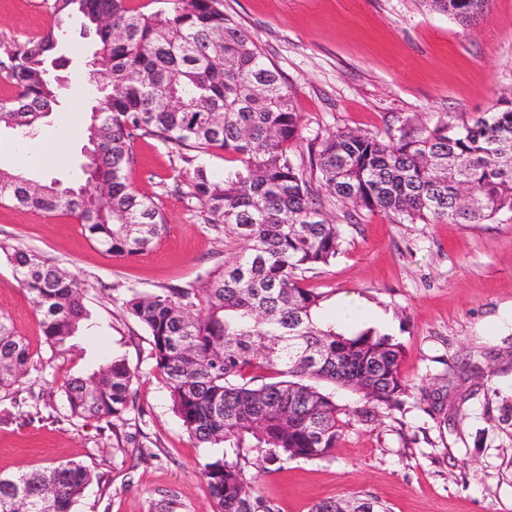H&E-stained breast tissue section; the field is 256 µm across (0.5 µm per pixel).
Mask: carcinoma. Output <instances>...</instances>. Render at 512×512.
I'll return each mask as SVG.
<instances>
[{
	"mask_svg": "<svg viewBox=\"0 0 512 512\" xmlns=\"http://www.w3.org/2000/svg\"><path fill=\"white\" fill-rule=\"evenodd\" d=\"M129 0H50L53 24L0 54V74L16 94L0 101V128L31 139L60 103L57 57L64 21L78 13L94 32L96 104L86 127L95 182L41 183L0 168V203L64 212L98 247L118 256L148 251L166 232L155 201L130 182L133 143L149 135L174 146L175 190L243 241L235 261L207 281L204 306L191 289L172 288L122 300L145 326L151 356L174 412L190 437L224 448L203 475L222 512H280L255 494L241 450L268 463L327 456L348 425L347 411L321 391L330 382L366 400L354 416L367 421L407 390L400 344L367 330L336 331L321 314L324 293L298 273L328 265L341 232L323 213L290 154L300 139V113L278 70L231 15L223 0H165L141 12ZM433 11L468 23L488 0H423ZM215 150L236 165L217 175ZM324 192L344 205L422 224H483L512 211V101L456 126L383 142L338 131L308 144ZM7 253L31 294L52 355L69 351L88 314L77 275L20 248ZM40 371L29 344L0 314V393L8 396ZM125 358L69 378L70 415L107 424L133 403ZM93 475L79 463L0 475V512H73ZM311 512H389L371 495L325 499Z\"/></svg>",
	"mask_w": 512,
	"mask_h": 512,
	"instance_id": "1",
	"label": "carcinoma"
}]
</instances>
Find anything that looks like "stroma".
I'll return each mask as SVG.
<instances>
[{"mask_svg": "<svg viewBox=\"0 0 512 512\" xmlns=\"http://www.w3.org/2000/svg\"><path fill=\"white\" fill-rule=\"evenodd\" d=\"M224 10L277 67L300 113L301 138L352 130L390 141L421 126L456 124L512 99V0H489L462 24L422 0H224ZM45 0H0V51L45 32ZM63 39L69 81L43 132L60 154L31 164L41 182L77 179L93 97L78 79L93 43L73 16ZM131 181L151 196L167 232L147 253L123 258L97 248L64 213L0 204V243L36 253L83 283L89 326L65 356L52 357L40 315L0 253V313L26 338L35 360L18 396L0 402V475L62 463L89 467L93 481L74 512H220L203 466L217 448L189 437L151 358L146 329L122 306L128 290L202 289L242 250L174 189V151L151 136L133 145ZM342 242L334 262L304 273L328 295L353 296L374 329L402 346L408 384L401 404L354 420L327 458L250 464L260 495L281 512H309L327 498L369 494L390 512H512V211L483 224H412L359 211L347 222L327 205ZM123 356L134 372L135 406L112 423L70 417L62 390L72 376Z\"/></svg>", "mask_w": 512, "mask_h": 512, "instance_id": "obj_1", "label": "stroma"}]
</instances>
